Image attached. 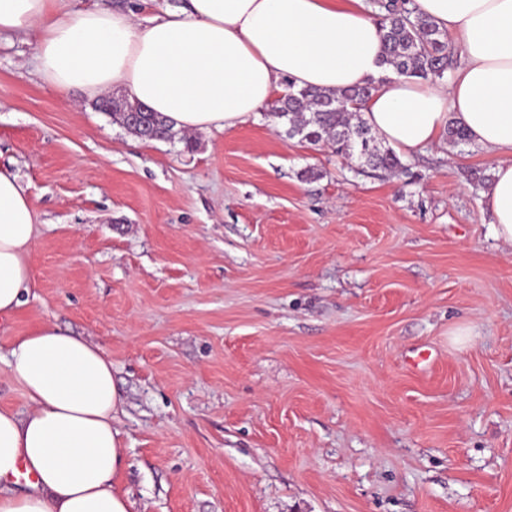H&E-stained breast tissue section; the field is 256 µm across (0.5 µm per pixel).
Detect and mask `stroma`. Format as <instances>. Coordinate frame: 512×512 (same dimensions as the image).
<instances>
[{"label":"stroma","mask_w":512,"mask_h":512,"mask_svg":"<svg viewBox=\"0 0 512 512\" xmlns=\"http://www.w3.org/2000/svg\"><path fill=\"white\" fill-rule=\"evenodd\" d=\"M0 39V165L38 224L0 352L52 320L101 345L137 512H512V244L496 157L394 176L268 109L145 141Z\"/></svg>","instance_id":"obj_1"}]
</instances>
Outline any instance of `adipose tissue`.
Returning <instances> with one entry per match:
<instances>
[{
    "label": "adipose tissue",
    "instance_id": "obj_1",
    "mask_svg": "<svg viewBox=\"0 0 512 512\" xmlns=\"http://www.w3.org/2000/svg\"><path fill=\"white\" fill-rule=\"evenodd\" d=\"M60 0H0V35L35 43L36 74L62 96L120 88L194 132L241 124L275 96L379 82L363 121L396 151L440 143L450 122L497 155L484 193L495 233L512 243V0H412L460 49L446 83L382 82L383 32L364 0H187L134 20ZM36 216L17 174L0 167V318L33 286ZM27 412L0 408V512H134L116 487L112 361L89 340L46 322L0 357ZM27 468L34 481H21Z\"/></svg>",
    "mask_w": 512,
    "mask_h": 512
}]
</instances>
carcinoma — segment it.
I'll list each match as a JSON object with an SVG mask.
<instances>
[{
    "instance_id": "obj_1",
    "label": "carcinoma",
    "mask_w": 512,
    "mask_h": 512,
    "mask_svg": "<svg viewBox=\"0 0 512 512\" xmlns=\"http://www.w3.org/2000/svg\"><path fill=\"white\" fill-rule=\"evenodd\" d=\"M379 9L384 11L379 17L384 63L401 76L424 80L443 77L453 64L447 34L429 18L411 17V11L397 6L395 0H387ZM377 89L374 83L336 92L304 88L278 99L270 115L286 126L285 133L290 138L298 137L310 143L325 140L336 153L355 157L365 166L398 172L403 166L397 155L377 143L359 116L361 105ZM114 117L142 139H177L185 148L193 147L190 139L154 112L148 113L145 129L128 124L123 112H115Z\"/></svg>"
}]
</instances>
